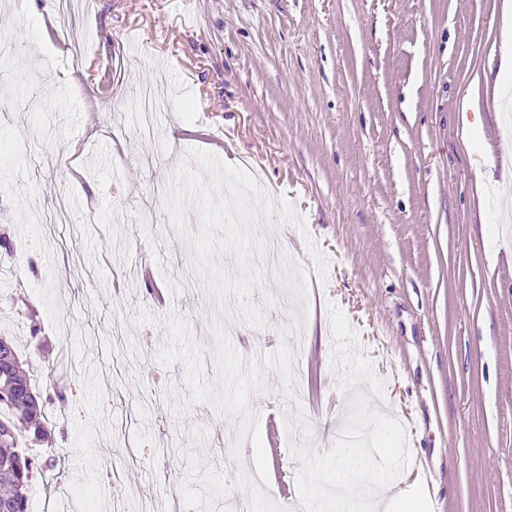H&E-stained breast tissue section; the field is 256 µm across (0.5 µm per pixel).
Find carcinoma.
Masks as SVG:
<instances>
[{"label": "carcinoma", "mask_w": 512, "mask_h": 512, "mask_svg": "<svg viewBox=\"0 0 512 512\" xmlns=\"http://www.w3.org/2000/svg\"><path fill=\"white\" fill-rule=\"evenodd\" d=\"M10 356L8 373L0 375V508L6 512H30L27 489L33 479L56 468L53 458L39 459L29 452L51 437L49 408L66 405V389L47 373L52 393L33 383L22 368L21 352L11 336L0 335V357Z\"/></svg>", "instance_id": "carcinoma-1"}]
</instances>
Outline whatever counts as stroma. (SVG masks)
I'll list each match as a JSON object with an SVG mask.
<instances>
[{"label":"stroma","instance_id":"1","mask_svg":"<svg viewBox=\"0 0 512 512\" xmlns=\"http://www.w3.org/2000/svg\"><path fill=\"white\" fill-rule=\"evenodd\" d=\"M508 4L95 0L72 29L0 0V232L32 242L0 253V318L68 395L30 504L328 512L354 457L348 512L407 485L390 512H512ZM195 149L306 223L264 220L293 259L265 326L186 276L160 189Z\"/></svg>","mask_w":512,"mask_h":512}]
</instances>
